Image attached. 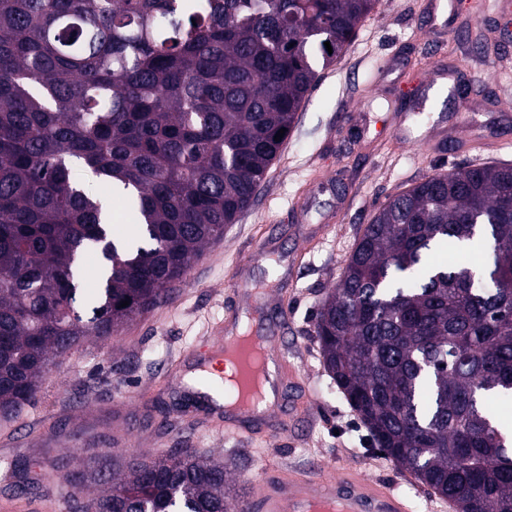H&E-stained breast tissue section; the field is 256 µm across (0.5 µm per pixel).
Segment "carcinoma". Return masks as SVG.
<instances>
[{
    "label": "carcinoma",
    "mask_w": 512,
    "mask_h": 512,
    "mask_svg": "<svg viewBox=\"0 0 512 512\" xmlns=\"http://www.w3.org/2000/svg\"><path fill=\"white\" fill-rule=\"evenodd\" d=\"M380 2L0 0V418L16 420L82 338L107 340L169 301L250 208L307 93ZM75 163L117 186L136 237L113 235ZM469 247L476 271L428 261ZM314 333L400 470L456 512H512V441L489 410L512 405L511 162L389 197ZM102 458L70 482L71 512H238L224 463L192 448ZM12 475L20 494L55 485L21 463Z\"/></svg>",
    "instance_id": "obj_1"
}]
</instances>
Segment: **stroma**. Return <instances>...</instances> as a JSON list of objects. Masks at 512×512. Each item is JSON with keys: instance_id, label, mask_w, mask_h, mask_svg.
Masks as SVG:
<instances>
[{"instance_id": "35a3bbf8", "label": "stroma", "mask_w": 512, "mask_h": 512, "mask_svg": "<svg viewBox=\"0 0 512 512\" xmlns=\"http://www.w3.org/2000/svg\"><path fill=\"white\" fill-rule=\"evenodd\" d=\"M477 0H382L342 58L310 90L281 157L249 210L193 260L168 303L137 317L108 341L87 338L57 359L19 419L0 423V501L15 499L11 471L27 461L76 469L89 453L153 456L194 448L223 459L230 481L252 491L273 470L300 475L352 469L394 483L412 512H455L409 488L410 476L378 448L325 373L313 319L335 286L360 230L385 200L424 177L473 157L458 151L456 115L466 109L491 160L512 162V15L479 13ZM453 68L472 91L467 105L444 97L418 115L428 65ZM441 130L445 145L425 142ZM273 253L248 264L253 245ZM264 285L266 321L246 301L225 302L242 281ZM247 318L288 324V360L310 404L307 423L278 435L227 433L165 383L171 363L220 326ZM194 422L167 432L163 415Z\"/></svg>"}]
</instances>
